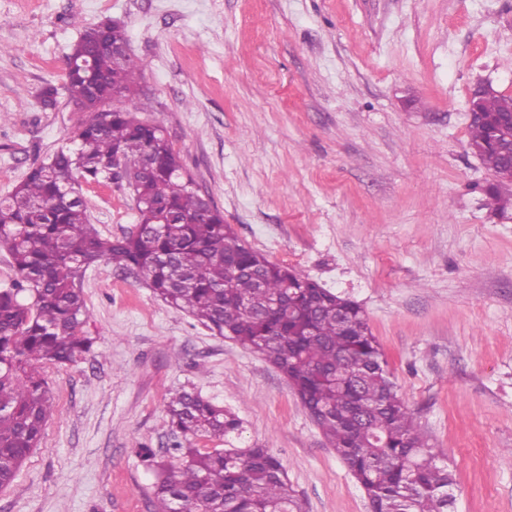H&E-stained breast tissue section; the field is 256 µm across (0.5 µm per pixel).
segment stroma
<instances>
[{
    "mask_svg": "<svg viewBox=\"0 0 512 512\" xmlns=\"http://www.w3.org/2000/svg\"><path fill=\"white\" fill-rule=\"evenodd\" d=\"M106 18L144 63L137 117L239 241L364 309L455 512H512V207L468 148L474 91L512 97V0H0V197L86 120L63 62ZM78 188L104 236L134 230L124 181ZM83 292L93 349L43 365L52 411L0 512H153L136 450L172 446L182 388L240 420L191 446L269 449L303 512H369L277 368L111 265Z\"/></svg>",
    "mask_w": 512,
    "mask_h": 512,
    "instance_id": "stroma-1",
    "label": "stroma"
}]
</instances>
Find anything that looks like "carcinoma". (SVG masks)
Returning a JSON list of instances; mask_svg holds the SVG:
<instances>
[{
    "label": "carcinoma",
    "instance_id": "1",
    "mask_svg": "<svg viewBox=\"0 0 512 512\" xmlns=\"http://www.w3.org/2000/svg\"><path fill=\"white\" fill-rule=\"evenodd\" d=\"M120 27L83 30L75 47L93 60L104 88L81 71L66 74L70 102L88 113L73 147L32 166L0 198V246L15 280L0 289V486L11 485L38 447L50 397L38 364L90 353L82 334L91 316L83 298L87 269L98 261L131 272L173 308L261 355L281 371L303 408L347 464L370 512H451L455 479L431 448L390 378L388 362L355 301L241 243L224 214L186 180L179 154L159 121L136 116L135 77L112 57ZM119 92L114 103L108 93ZM512 97L479 103L495 115ZM108 120H98L101 110ZM512 128L470 122L469 147L496 174L509 157L500 145ZM123 168L140 216L114 239L92 224L74 175L96 181ZM171 435L226 437L237 416L183 390L167 403ZM156 475L154 512H302L281 463L265 448L173 447L169 457L142 447Z\"/></svg>",
    "mask_w": 512,
    "mask_h": 512
}]
</instances>
